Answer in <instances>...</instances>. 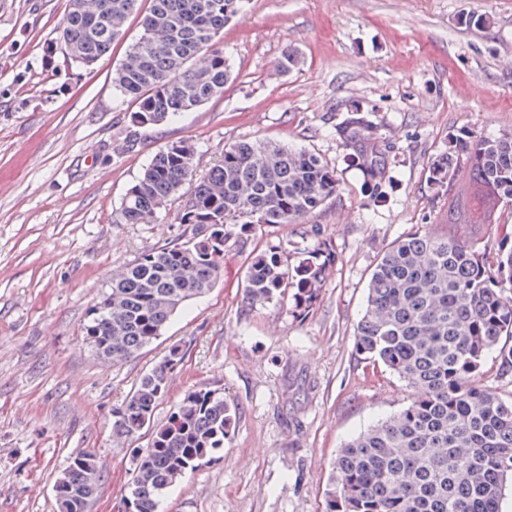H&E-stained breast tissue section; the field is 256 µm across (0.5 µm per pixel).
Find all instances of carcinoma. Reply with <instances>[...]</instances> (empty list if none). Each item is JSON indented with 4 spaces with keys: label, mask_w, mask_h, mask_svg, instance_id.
Wrapping results in <instances>:
<instances>
[{
    "label": "carcinoma",
    "mask_w": 512,
    "mask_h": 512,
    "mask_svg": "<svg viewBox=\"0 0 512 512\" xmlns=\"http://www.w3.org/2000/svg\"><path fill=\"white\" fill-rule=\"evenodd\" d=\"M241 0H77L63 19L70 61L91 67L140 16L141 34L112 70V89L136 104L132 122L147 127L191 112L224 92L230 68L218 36ZM369 196L383 200L394 146L359 107L338 126ZM194 147L160 150L128 189L120 224H153L175 200L180 224L194 226L182 244L143 253L112 276L83 325L85 343L114 365L162 335L188 301L213 288L224 246L260 224L296 223L340 190L317 154L265 140L224 147V157L195 177ZM467 182L456 185L458 172ZM448 197L447 231L414 232L382 254L368 286L355 334L356 352L412 391L410 404L348 440L336 454L338 481L323 512H502L512 487V401L479 385L487 355L512 337V225L501 208L512 203V133L465 132L428 169ZM192 184L189 195L183 186ZM326 262L309 260L291 273L278 251L248 264L249 305L280 300L294 288L295 305L310 307L324 287ZM180 361L172 348L112 411V440L126 443L152 431L136 457L124 495L126 512H158L167 489L224 448L236 409L219 389L187 391L166 423L154 413ZM58 512H88L101 489L92 453L73 456L56 479Z\"/></svg>",
    "instance_id": "cac0c4a2"
}]
</instances>
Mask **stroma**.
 I'll list each match as a JSON object with an SVG mask.
<instances>
[{
  "label": "stroma",
  "instance_id": "35a3bbf8",
  "mask_svg": "<svg viewBox=\"0 0 512 512\" xmlns=\"http://www.w3.org/2000/svg\"><path fill=\"white\" fill-rule=\"evenodd\" d=\"M67 5L0 0V512H58L55 480L83 451L102 467L89 512H123L134 450L151 434L116 444L112 411L174 347L182 359L155 423L196 387L223 389L236 420L159 512H322L337 449L411 399L355 350L377 262L400 237L445 232L448 201L427 170L452 138L512 133V0H244L220 36L232 71L223 95L144 128L111 83L138 16L85 69L59 40ZM288 52L299 63L283 72ZM354 104L395 145L380 202L334 133ZM259 139L319 155L339 193L300 222L228 242L214 287L157 340L121 365L98 359L83 323L113 275L193 235L172 210L115 223L126 191L167 145L192 144L202 175L226 143ZM325 241L333 256L307 314L290 297L247 304L251 257L274 249L293 269Z\"/></svg>",
  "mask_w": 512,
  "mask_h": 512
}]
</instances>
